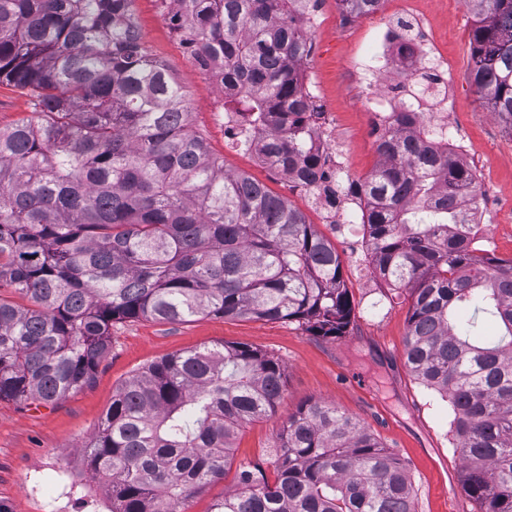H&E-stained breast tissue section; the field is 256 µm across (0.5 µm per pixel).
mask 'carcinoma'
<instances>
[{"label": "carcinoma", "mask_w": 512, "mask_h": 512, "mask_svg": "<svg viewBox=\"0 0 512 512\" xmlns=\"http://www.w3.org/2000/svg\"><path fill=\"white\" fill-rule=\"evenodd\" d=\"M133 0H0V83L38 120L0 127V400L54 404L93 380L112 324L219 316L296 321L336 338L353 304L336 246L192 129L184 86L135 34ZM191 52L224 69L246 149L336 206L370 204L373 271L410 298L405 359L448 401L461 483L512 512V258L462 234L459 190L481 191L421 112H400L381 163L348 186L308 144L310 51L292 0H173ZM382 0H338L355 16ZM470 78L512 131V0H470ZM283 363L244 344L179 351L116 389L85 448L111 512H175L236 468L210 512H415L406 466L321 401L288 417L275 478L234 464L237 429L273 412Z\"/></svg>", "instance_id": "cac0c4a2"}]
</instances>
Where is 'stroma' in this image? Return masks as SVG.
Instances as JSON below:
<instances>
[{"mask_svg":"<svg viewBox=\"0 0 512 512\" xmlns=\"http://www.w3.org/2000/svg\"><path fill=\"white\" fill-rule=\"evenodd\" d=\"M132 10L146 49L184 86L192 127L223 158L225 169L265 184L335 244L353 301L352 323L336 339L313 336L288 321L206 316L185 323L140 319L114 324L111 347L90 386L55 404L0 401V512H47L56 491L39 482L38 475L57 464L67 466L79 484L62 512H108V493L92 479L83 456L116 387L163 356L226 342L261 348L286 367V387L275 411L235 436L236 460L264 463L289 415L307 401L321 400L360 420L403 461L416 512H477L461 488L448 403L420 384L405 364L410 301L379 286L360 244L363 227L355 201L346 198L336 207L321 208L312 194L225 139L214 112L219 91L173 35L158 0H134ZM413 14L427 22L448 59L454 89L450 120L472 144L465 161L481 192L497 196V208L485 217L492 237L489 248L497 257L512 258V133L470 80L474 16L467 0H383L379 10L362 16L343 12L337 0H323L320 25L308 33L311 50L305 66L313 77L311 93L334 114L336 161L344 179L352 182L364 180L378 163L354 63L375 54L376 30L408 21Z\"/></svg>","mask_w":512,"mask_h":512,"instance_id":"35a3bbf8","label":"stroma"}]
</instances>
